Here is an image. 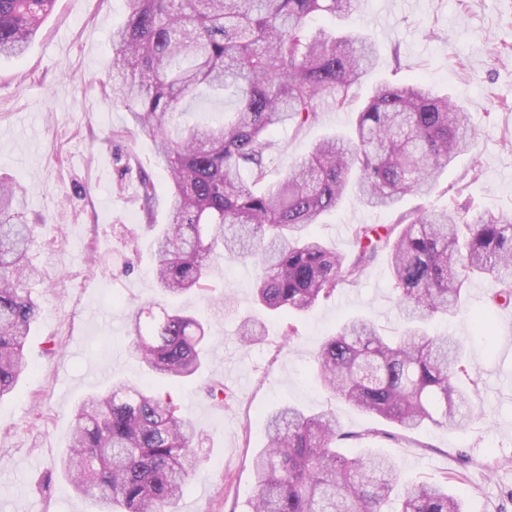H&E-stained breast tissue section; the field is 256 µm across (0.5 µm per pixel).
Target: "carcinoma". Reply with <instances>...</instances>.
Here are the masks:
<instances>
[{
  "label": "carcinoma",
  "instance_id": "carcinoma-1",
  "mask_svg": "<svg viewBox=\"0 0 512 512\" xmlns=\"http://www.w3.org/2000/svg\"><path fill=\"white\" fill-rule=\"evenodd\" d=\"M54 0H0V57H19ZM113 35L112 99L130 111L137 134L155 145L171 203L155 233L154 278L162 295L209 291L214 261L256 269L255 303L268 313L301 314L357 283L384 255L403 323L389 336L363 316L347 319L322 344L316 378L356 409L404 430L469 425L478 385L461 341L431 336L426 324L450 319L467 282L496 280L512 302V211L476 212L458 197L446 210L419 208L384 226L353 224V249L340 254L309 233L347 195L392 209L403 196L427 197L433 173L473 147L465 113L420 83L381 82L346 136L327 137L276 183H265L277 150L270 131L319 121L320 99L343 110L377 63L366 35L307 26L311 15L344 19L354 0H125ZM201 91L234 97L215 124L187 123L169 134L175 114ZM248 173L251 182L242 179ZM154 186L140 181L147 222ZM32 230L22 188L0 178V398L28 368L24 348L41 314L32 297ZM133 353L169 384L194 377L209 352L208 325L159 302L131 316ZM243 345L264 336L249 318ZM193 423L171 394L150 382L120 381L77 407L61 469L99 512H174L195 471ZM351 433L332 411L282 406L266 419V444L251 461L256 495L249 512H464L443 484L399 491L397 465L381 453H342Z\"/></svg>",
  "mask_w": 512,
  "mask_h": 512
}]
</instances>
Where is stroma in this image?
<instances>
[{"label":"stroma","instance_id":"obj_1","mask_svg":"<svg viewBox=\"0 0 512 512\" xmlns=\"http://www.w3.org/2000/svg\"><path fill=\"white\" fill-rule=\"evenodd\" d=\"M124 20V0H56L26 54L0 60V176L26 189L29 256L41 272L33 294L42 308L25 346L29 369L0 400V512H97L58 467L74 410L115 382L146 377L128 334L132 308L158 296L152 233L139 201L142 175L154 182L156 223L166 221L171 191L151 141L132 135L127 108L106 93L112 33ZM336 27L371 36L377 65L350 109L323 111L297 134L273 130L279 150L269 181L326 136L348 133L383 81H420L451 97L465 109L477 146L438 176L428 197H404L392 211L346 199L312 233L346 254L350 225H386L419 205L442 209L459 191L479 211L512 210V0H358ZM132 155L137 164L129 163ZM253 281L251 265L228 261L211 280L227 305L214 307L199 293L167 302L207 323L211 346L202 378L171 390L201 435L200 467L175 512H247L256 492L251 459L265 445L267 413L282 405L334 410L344 430L359 435L385 429L370 443L395 460L402 482L444 480L469 512H512V304L494 303L496 281L473 278L465 310L431 325L464 343L478 376L479 421L417 431L336 401L316 378L325 336L350 316L388 332L400 328L386 259L307 313L267 316L263 340L245 347L238 329L255 312ZM206 378L223 382V403L206 394ZM370 443L360 437L350 450Z\"/></svg>","mask_w":512,"mask_h":512}]
</instances>
